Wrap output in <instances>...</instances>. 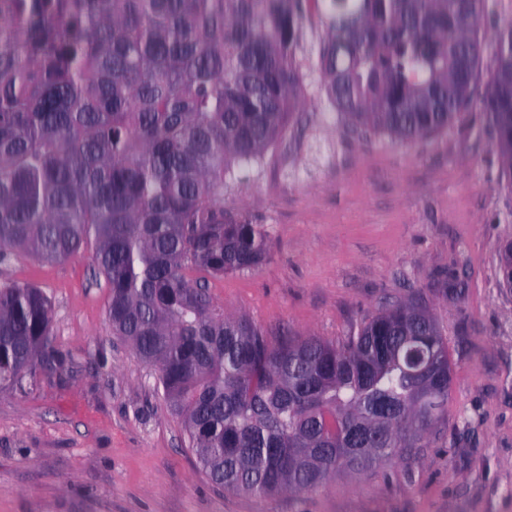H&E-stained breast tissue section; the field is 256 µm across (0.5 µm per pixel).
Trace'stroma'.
Instances as JSON below:
<instances>
[{"mask_svg":"<svg viewBox=\"0 0 512 512\" xmlns=\"http://www.w3.org/2000/svg\"><path fill=\"white\" fill-rule=\"evenodd\" d=\"M302 108L224 190L266 259L209 277L224 313L271 343L340 344L393 305L427 307L452 354L448 413L422 447L322 488L230 493L201 471L155 367L114 336L94 243L59 262L15 253L0 283L41 288L61 364L0 387V512H512V189L479 107L412 143L356 131L302 58Z\"/></svg>","mask_w":512,"mask_h":512,"instance_id":"1","label":"stroma"}]
</instances>
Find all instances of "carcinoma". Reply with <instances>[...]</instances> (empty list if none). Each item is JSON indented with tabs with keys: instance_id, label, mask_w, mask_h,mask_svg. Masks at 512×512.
<instances>
[{
	"instance_id": "cac0c4a2",
	"label": "carcinoma",
	"mask_w": 512,
	"mask_h": 512,
	"mask_svg": "<svg viewBox=\"0 0 512 512\" xmlns=\"http://www.w3.org/2000/svg\"><path fill=\"white\" fill-rule=\"evenodd\" d=\"M487 0H3L0 261L95 241L113 332L159 370L201 469L227 492L299 493L402 459L447 412L452 360L412 303L341 346L271 344L213 305L207 275L267 254L224 214V180L288 129L306 20L329 101L364 133L411 142L478 105L512 183V24L480 88ZM51 304L0 284V385L54 360Z\"/></svg>"
}]
</instances>
